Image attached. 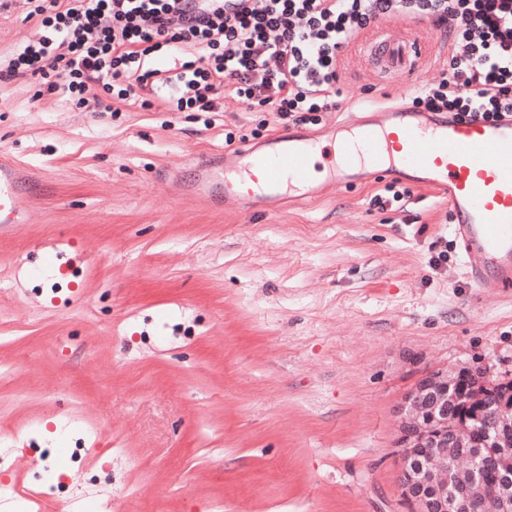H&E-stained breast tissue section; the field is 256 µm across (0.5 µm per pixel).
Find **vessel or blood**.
Here are the masks:
<instances>
[{"label":"vessel or blood","instance_id":"1","mask_svg":"<svg viewBox=\"0 0 512 512\" xmlns=\"http://www.w3.org/2000/svg\"><path fill=\"white\" fill-rule=\"evenodd\" d=\"M368 64L376 72L414 70L422 49L411 33L398 42L381 31L366 39ZM354 139H334L329 152L337 181L353 186L412 172V184L442 195L462 246L466 276L479 291L512 292V117L461 120L405 107L379 108L375 118L356 122ZM315 135L278 132L259 144L225 150L220 163L197 165L196 184L217 206L277 213L293 184L315 194L308 161ZM25 168L0 152V224H26L21 175Z\"/></svg>","mask_w":512,"mask_h":512}]
</instances>
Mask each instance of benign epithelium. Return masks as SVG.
<instances>
[{"label": "benign epithelium", "instance_id": "1", "mask_svg": "<svg viewBox=\"0 0 512 512\" xmlns=\"http://www.w3.org/2000/svg\"><path fill=\"white\" fill-rule=\"evenodd\" d=\"M463 369L429 374L406 397L401 426L400 488L415 512H474L485 498L489 512H512V405L493 402L482 411L491 448H470L458 432L448 431V402L460 401ZM496 461L490 490L474 472L477 459Z\"/></svg>", "mask_w": 512, "mask_h": 512}]
</instances>
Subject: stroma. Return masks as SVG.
<instances>
[{
  "mask_svg": "<svg viewBox=\"0 0 512 512\" xmlns=\"http://www.w3.org/2000/svg\"><path fill=\"white\" fill-rule=\"evenodd\" d=\"M40 3L0 11V54L49 33ZM406 28L423 63L381 81L350 44L314 133L441 80L442 27L384 32ZM54 80H0V150L38 178L31 223L0 224V481L28 512L85 495L99 512H412L405 396L438 369L512 379V298H475L442 197L416 186L380 212L381 182L330 179L277 214L215 208L172 175L192 182L263 113L150 112L99 82L79 106ZM55 245L83 257L73 281L18 283ZM70 418L77 459L43 487Z\"/></svg>",
  "mask_w": 512,
  "mask_h": 512,
  "instance_id": "1",
  "label": "stroma"
}]
</instances>
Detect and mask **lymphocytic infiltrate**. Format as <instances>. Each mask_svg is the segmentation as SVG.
<instances>
[{"label":"lymphocytic infiltrate","instance_id":"obj_1","mask_svg":"<svg viewBox=\"0 0 512 512\" xmlns=\"http://www.w3.org/2000/svg\"><path fill=\"white\" fill-rule=\"evenodd\" d=\"M244 2L229 14L216 0H43L66 26L0 59V77L66 66L95 82L124 81L120 96L157 112L176 100L217 112L230 95L282 126L316 125L336 102L350 43L386 21L431 17L452 53L447 75L414 106L460 119L512 116V0ZM164 46L171 53L160 64L153 54Z\"/></svg>","mask_w":512,"mask_h":512}]
</instances>
